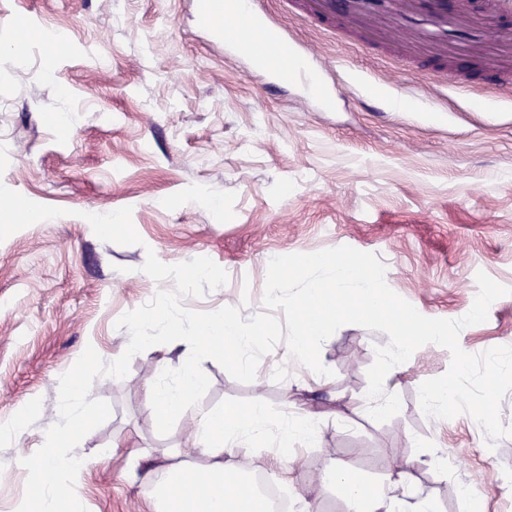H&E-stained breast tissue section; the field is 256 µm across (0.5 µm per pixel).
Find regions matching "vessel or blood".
Instances as JSON below:
<instances>
[{"label": "vessel or blood", "mask_w": 512, "mask_h": 512, "mask_svg": "<svg viewBox=\"0 0 512 512\" xmlns=\"http://www.w3.org/2000/svg\"><path fill=\"white\" fill-rule=\"evenodd\" d=\"M294 12L305 21L322 26L340 20L347 28L361 27L382 41L430 50L443 56L464 49L481 53L488 71L504 70L501 59L484 53V32L494 19L475 5V0H294ZM204 25L214 30H234L237 49L255 59L261 70L277 81L302 84L304 99L317 101L324 74L313 62L311 51L297 49L287 40L283 27L269 15L258 12L255 0H198ZM348 85L361 97L389 110L392 102L382 91H369L363 73L352 72Z\"/></svg>", "instance_id": "vessel-or-blood-1"}]
</instances>
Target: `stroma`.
I'll return each instance as SVG.
<instances>
[{
    "label": "stroma",
    "mask_w": 512,
    "mask_h": 512,
    "mask_svg": "<svg viewBox=\"0 0 512 512\" xmlns=\"http://www.w3.org/2000/svg\"><path fill=\"white\" fill-rule=\"evenodd\" d=\"M262 6L288 26L328 75L327 100L305 104L296 84L267 87L245 58L224 54L223 37L202 25L194 0H0V142L9 165L0 180L28 199L65 209L0 242V417L28 408L26 430L0 439V512H16L26 470L58 413V381L93 346L112 362L129 340L118 318L173 280L142 272L148 253L174 265L207 257L228 282L195 311L225 306L242 317L263 309L270 260L350 246L376 254L385 280L428 318L458 319L485 272L510 295L459 345L470 354L512 346V81L475 101L453 82L482 86L479 55L457 53L410 67L358 35L319 31L283 0ZM35 36L16 51L14 33ZM66 36L68 57L45 51ZM353 68L429 93L435 112H369L348 95ZM132 207L138 245L101 241L84 219ZM389 337L347 324L321 347L331 374L315 388L307 367L284 361L285 343L264 356L253 382L211 359L202 406L221 412L262 397L272 416L287 405L317 415L314 443L288 446L285 483L292 512H348L340 488L320 485L337 459L370 484L394 480L415 460L418 487L437 512H512V437L488 443L467 414L426 416L419 385L445 374L448 350L426 345L389 379L400 412L379 423L367 413V370ZM181 361L168 345L134 356L129 373L94 380L90 396L111 415L75 453L84 461L79 499L88 512H152L128 472L139 450L180 446L184 421L159 427L142 386ZM104 452L109 468L96 465ZM447 458L434 470L431 457ZM467 485L471 497L459 493Z\"/></svg>",
    "instance_id": "1"
}]
</instances>
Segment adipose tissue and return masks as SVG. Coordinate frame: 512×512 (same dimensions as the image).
<instances>
[{"label": "adipose tissue", "mask_w": 512, "mask_h": 512, "mask_svg": "<svg viewBox=\"0 0 512 512\" xmlns=\"http://www.w3.org/2000/svg\"><path fill=\"white\" fill-rule=\"evenodd\" d=\"M258 341L256 330L245 328L235 317L224 315L202 324L196 335L173 337L172 348L180 349L184 364L171 381L144 385L147 403L154 409L160 425L184 419L189 432L177 449L142 450L137 465L142 479L151 486L155 512H235L238 486L245 478L244 468L235 461L242 443L271 449V459L281 462V448L289 442L304 441L317 424L315 415L305 412L283 414L272 422L262 398L221 414L197 407L191 396L204 385L201 371L193 361L200 356L224 355L226 361L246 370L249 353ZM206 456L205 465L192 463L193 454ZM413 464L399 472L401 494L391 488H367L363 480L344 463L330 461L323 478L344 493L352 512H432L427 501H415L416 480Z\"/></svg>", "instance_id": "obj_1"}]
</instances>
